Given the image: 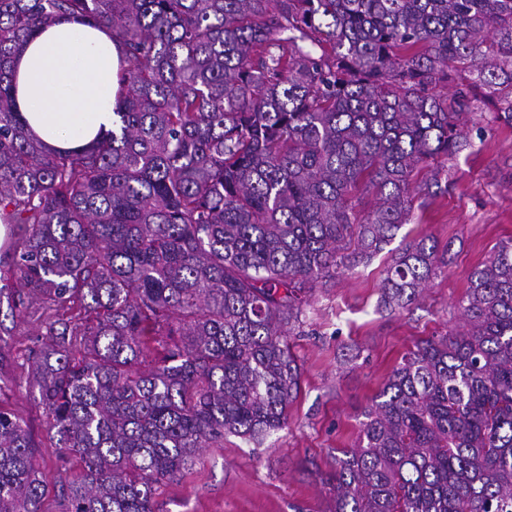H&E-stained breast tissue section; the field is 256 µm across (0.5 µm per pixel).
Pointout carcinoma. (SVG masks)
Here are the masks:
<instances>
[{"instance_id": "1", "label": "carcinoma", "mask_w": 512, "mask_h": 512, "mask_svg": "<svg viewBox=\"0 0 512 512\" xmlns=\"http://www.w3.org/2000/svg\"><path fill=\"white\" fill-rule=\"evenodd\" d=\"M68 19L121 49L116 120L51 152L13 59ZM479 89L512 126V0H0V224L22 229L0 298L45 329L25 361L79 463L67 512H155L201 449L288 424L302 297L407 223L439 183L424 164L470 145ZM437 255L407 243L384 306L415 300ZM468 279L465 324L402 356L336 457L330 512H512V238ZM36 448L0 407V512H45Z\"/></svg>"}]
</instances>
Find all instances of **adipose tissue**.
Returning <instances> with one entry per match:
<instances>
[{
    "instance_id": "adipose-tissue-1",
    "label": "adipose tissue",
    "mask_w": 512,
    "mask_h": 512,
    "mask_svg": "<svg viewBox=\"0 0 512 512\" xmlns=\"http://www.w3.org/2000/svg\"><path fill=\"white\" fill-rule=\"evenodd\" d=\"M14 71L18 108L46 147L80 149L111 132L119 49L107 31L72 20L44 26Z\"/></svg>"
}]
</instances>
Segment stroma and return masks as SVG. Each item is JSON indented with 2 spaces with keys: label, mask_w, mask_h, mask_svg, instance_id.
<instances>
[{
  "label": "stroma",
  "mask_w": 512,
  "mask_h": 512,
  "mask_svg": "<svg viewBox=\"0 0 512 512\" xmlns=\"http://www.w3.org/2000/svg\"><path fill=\"white\" fill-rule=\"evenodd\" d=\"M495 110L489 102L467 117L469 128L484 132L471 149L438 158L447 186L415 195L410 223L382 251L351 263L304 303L288 338L302 376L286 427L259 444L228 435L223 447L204 449L192 470L160 489L156 512H326L333 488L324 478L335 471L340 449L357 444L363 413L391 370L418 341L462 325L459 302L470 271L512 237V127L493 122ZM420 237L437 243L441 269L408 309H384L382 272ZM0 322L10 331L0 346L12 358L0 372V405L27 421L39 445L46 512H65L61 459L24 364L38 341L36 326Z\"/></svg>",
  "instance_id": "stroma-1"
}]
</instances>
